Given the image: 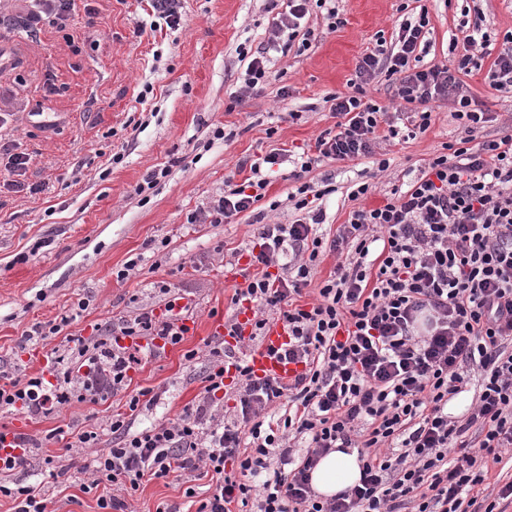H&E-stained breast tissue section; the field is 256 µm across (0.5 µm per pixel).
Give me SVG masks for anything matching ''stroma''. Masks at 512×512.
<instances>
[{
    "label": "stroma",
    "instance_id": "obj_1",
    "mask_svg": "<svg viewBox=\"0 0 512 512\" xmlns=\"http://www.w3.org/2000/svg\"><path fill=\"white\" fill-rule=\"evenodd\" d=\"M404 3L429 12L427 65L455 61L453 35L464 20H481L492 53L481 70L464 78L495 117L479 138L512 134V93L493 90L486 73L505 31L512 29V0H341L345 23L333 31L323 9L312 8L310 47L273 54L267 83L247 93L246 65L237 48L267 40L276 14L271 0H180L182 28L155 32L141 0H77L72 24L79 37L71 43L50 21L28 28L26 2L14 0L11 19L0 23V93L11 101L0 137L28 154L26 182L45 183L46 189L4 191L12 175L0 155V370L17 377L40 372L33 350L50 354L63 347L65 337L29 342L25 332L55 320L82 298L90 305L73 328L86 337L113 319L162 306V281L171 284V297L190 302L188 315L198 324L197 335L165 359L143 361L128 390L71 403L45 418L0 412V429L38 442L12 480L40 481L53 512H98L99 496L88 487L91 449L68 447L54 438L55 429L75 433L99 426L125 411L129 395L142 389L158 399L132 416L136 432L198 404L210 365L206 343L214 337L213 325L231 313L234 281L224 265L253 246L256 219L247 211L229 224H191L188 215L223 195L226 179L243 181L244 161L272 145L299 152L334 127L330 96L346 91L375 34L392 33L401 22ZM147 83L153 93L138 104ZM236 91L242 94L237 102L231 99ZM34 112L48 113L52 126L34 125ZM433 117L425 133L390 146L391 166L376 177H368L363 160L326 162L309 173V180L337 188L322 201L329 225L344 223L355 205L384 204L393 188H407L419 176L443 143L461 138L448 104L436 106ZM218 128L224 131L220 140L213 137ZM118 153L122 161L112 163ZM161 167L167 176L138 192L147 173ZM292 168L284 163L270 176L267 199L259 204L266 223L294 219L288 202L295 188ZM365 180L372 190L360 201L350 200L353 186ZM274 200L279 206L272 211L268 204ZM132 259L135 269L118 279L117 270ZM190 350L197 353L191 361L185 358ZM48 458L63 468L62 476H49ZM210 480L205 469L185 470L144 483L129 504L132 512H185V489L204 498Z\"/></svg>",
    "mask_w": 512,
    "mask_h": 512
}]
</instances>
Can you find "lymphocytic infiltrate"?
<instances>
[{"instance_id": "f902f5d3", "label": "lymphocytic infiltrate", "mask_w": 512, "mask_h": 512, "mask_svg": "<svg viewBox=\"0 0 512 512\" xmlns=\"http://www.w3.org/2000/svg\"><path fill=\"white\" fill-rule=\"evenodd\" d=\"M322 8L327 27L343 25L338 0H285L271 35L247 59L246 89L265 84L270 55L281 37L309 45L304 20ZM430 19L402 20L391 36L376 33L359 58L346 92L334 95L333 128L322 131L293 164L297 183L288 199L299 217L257 228L259 249L231 297L252 316L224 320L225 337L263 335L281 322L290 341L284 359L303 364L291 382L253 375L235 357L238 400L232 416L218 412L224 389L223 339L209 342L211 367L198 405L176 419L134 433L125 415L105 427L78 432L75 447L93 449L91 488L99 512H127L142 482L180 470L207 468L215 482L196 512H507L512 480L483 502L489 467L512 455V135L477 141L492 115L479 107L463 82L481 69L475 50L490 37L473 29L456 64H420ZM391 78L395 109L379 105L367 89ZM451 101L465 135L432 158L407 190L386 203L350 211L333 236L319 228L327 216L320 201L335 185L305 181L325 161L371 160L390 166L386 147L416 138L432 123L433 105ZM406 118L407 127L397 124ZM274 147L250 165L242 183L207 209L189 214L192 224L230 223L267 193V172L282 164ZM336 268L311 302H302L326 254ZM174 302L121 318L97 338L66 334L67 344L43 372L24 378L0 373V409L49 416L60 406L129 388L130 373L144 358L125 338L165 339L175 346L187 332ZM479 390L465 419L448 415V402L471 380ZM111 447H101L103 433ZM16 456L0 460V496L15 512H48L34 485L7 482L23 466L35 441L13 437ZM354 448L358 484L332 497L317 494L310 472L337 449Z\"/></svg>"}]
</instances>
